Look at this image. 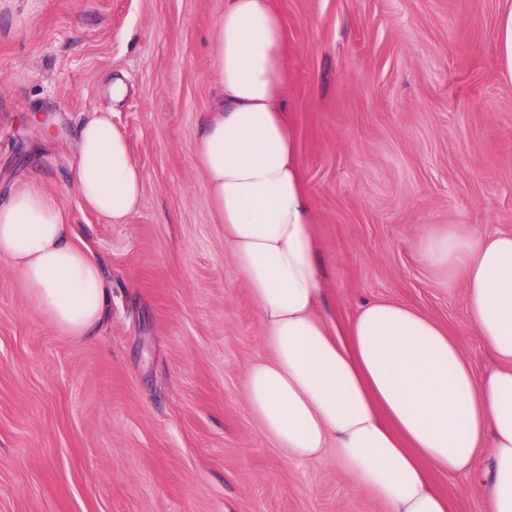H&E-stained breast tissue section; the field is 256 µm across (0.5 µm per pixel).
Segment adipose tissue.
<instances>
[{"mask_svg":"<svg viewBox=\"0 0 512 512\" xmlns=\"http://www.w3.org/2000/svg\"><path fill=\"white\" fill-rule=\"evenodd\" d=\"M215 35L217 95L195 153L264 331L269 356L245 382L264 435L293 462L332 452L389 512H449L431 466L487 490L489 512H512V232L451 230L420 248L428 265L461 272L470 325L498 360L483 373L446 328L410 306L372 301L337 321L325 309L313 204L284 94L283 20L272 0H225ZM74 154L83 204L125 223L145 174L111 109L89 112ZM0 260L60 333L89 336L107 319L112 290L53 196L19 185L0 200Z\"/></svg>","mask_w":512,"mask_h":512,"instance_id":"ef3b65f1","label":"adipose tissue"}]
</instances>
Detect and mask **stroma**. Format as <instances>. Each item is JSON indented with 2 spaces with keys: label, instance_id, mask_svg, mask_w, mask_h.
Returning a JSON list of instances; mask_svg holds the SVG:
<instances>
[{
  "label": "stroma",
  "instance_id": "stroma-1",
  "mask_svg": "<svg viewBox=\"0 0 512 512\" xmlns=\"http://www.w3.org/2000/svg\"><path fill=\"white\" fill-rule=\"evenodd\" d=\"M274 6L327 309L412 306L476 372L492 367L459 273L419 249L450 229L512 231V0ZM223 12L224 0H0V195L52 194L112 286L102 328L64 336L0 260V512H388L332 457L288 461L244 399L263 330L194 152ZM107 105L146 177L124 224L71 181L79 125ZM430 479L450 512H488L465 480Z\"/></svg>",
  "mask_w": 512,
  "mask_h": 512
}]
</instances>
